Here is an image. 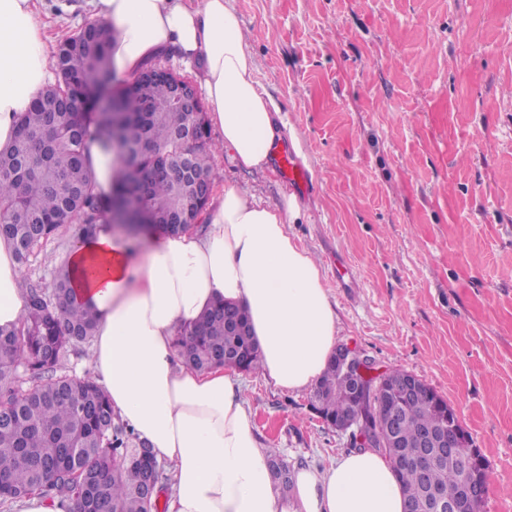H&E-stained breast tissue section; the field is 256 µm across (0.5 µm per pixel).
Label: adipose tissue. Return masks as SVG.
I'll use <instances>...</instances> for the list:
<instances>
[{
	"label": "adipose tissue",
	"mask_w": 512,
	"mask_h": 512,
	"mask_svg": "<svg viewBox=\"0 0 512 512\" xmlns=\"http://www.w3.org/2000/svg\"><path fill=\"white\" fill-rule=\"evenodd\" d=\"M114 32L110 63L126 75L176 53L197 63L208 122L239 166L265 168L285 125L259 89L230 0H88ZM35 0H0V150L36 93L53 79ZM294 197L268 207L228 187L202 215L206 232L154 233L128 248L113 225L72 242L66 265L97 324L89 363L117 419L167 463L166 512H405L393 464L375 450L295 473L291 496L272 482L241 388L217 367L202 373L175 338L217 301L243 306L261 373L285 390L319 381L336 348V313L321 267L290 231ZM26 293L11 242L0 237V327L20 325Z\"/></svg>",
	"instance_id": "obj_1"
}]
</instances>
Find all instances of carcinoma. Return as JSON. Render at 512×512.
<instances>
[{
  "label": "carcinoma",
  "instance_id": "1",
  "mask_svg": "<svg viewBox=\"0 0 512 512\" xmlns=\"http://www.w3.org/2000/svg\"><path fill=\"white\" fill-rule=\"evenodd\" d=\"M113 33L97 20L63 39L53 51L55 82L41 89L25 112L12 145L0 152V235L14 246L21 270L61 229L79 239L112 219V195L97 193L87 164L89 142L112 148L119 170L112 188L127 213L153 210L177 216L204 203L217 145L200 135L192 157H185L175 133L188 127L189 113L173 106L176 74L140 87L116 83L109 64ZM191 170L175 181L167 170ZM93 311L73 302L66 269L52 285L26 283V313L17 328H0V506L39 491L77 512H159L158 497L145 498L154 482L171 478L152 454L142 456L139 441L116 420L108 397L89 376L65 370L71 351L90 343ZM179 355L206 372L237 360L248 373L260 369L258 349L241 307L220 301L175 340ZM373 391L366 408L381 432H395L408 452L422 430L441 424L461 427L455 411L427 383L410 401L389 388ZM350 378L330 358L313 392L311 407L324 421L355 413ZM396 448L378 452L394 462L409 505L428 512L431 492L458 497L465 471L459 459L423 471L395 460ZM273 480L286 490L291 465L276 448L265 449Z\"/></svg>",
  "mask_w": 512,
  "mask_h": 512
}]
</instances>
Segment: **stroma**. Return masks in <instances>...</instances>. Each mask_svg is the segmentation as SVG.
I'll return each mask as SVG.
<instances>
[{
	"mask_svg": "<svg viewBox=\"0 0 512 512\" xmlns=\"http://www.w3.org/2000/svg\"><path fill=\"white\" fill-rule=\"evenodd\" d=\"M260 91L315 190L291 230L319 262L337 341L448 401L512 512V0H230ZM55 40L92 19L43 0ZM214 190L266 205L276 168L213 157ZM260 447L324 469L347 440L288 391L241 374Z\"/></svg>",
	"mask_w": 512,
	"mask_h": 512,
	"instance_id": "35a3bbf8",
	"label": "stroma"
}]
</instances>
